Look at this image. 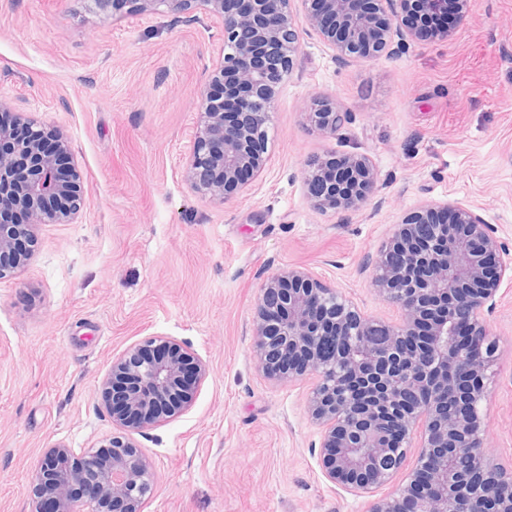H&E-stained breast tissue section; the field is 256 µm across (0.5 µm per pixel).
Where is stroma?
Returning a JSON list of instances; mask_svg holds the SVG:
<instances>
[{"instance_id": "1", "label": "stroma", "mask_w": 512, "mask_h": 512, "mask_svg": "<svg viewBox=\"0 0 512 512\" xmlns=\"http://www.w3.org/2000/svg\"><path fill=\"white\" fill-rule=\"evenodd\" d=\"M293 70L268 123V162L214 202L183 172L198 101L224 48L207 16L97 14L89 0H0V100L59 127L86 179L74 224H45L19 274L0 279V512H28L33 462L112 432L98 386L146 336L186 342L208 365L192 408L139 444L159 481L145 512H370L323 477L312 379L257 371L254 307L264 281L299 267L365 315L390 319L372 263L421 201H462L512 253V0H470L445 41L393 57L339 59L294 9ZM329 94L339 137L306 119ZM370 157L382 187L359 212L311 207L308 161ZM490 327L498 351L481 409L488 452L512 469V282Z\"/></svg>"}]
</instances>
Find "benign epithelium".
<instances>
[{
    "mask_svg": "<svg viewBox=\"0 0 512 512\" xmlns=\"http://www.w3.org/2000/svg\"><path fill=\"white\" fill-rule=\"evenodd\" d=\"M100 15L191 13L196 6L224 28V54L198 102L199 121L184 177L210 200H228L267 165V122L293 68L299 33L292 0H89ZM302 0L309 27L340 59L390 56L421 39L412 15L423 0ZM347 112L333 98L312 101L308 117L336 135ZM20 139L0 123V279L28 264L44 224H73L86 192L68 137L19 117ZM305 184L319 211L353 213L379 191L362 153L306 164ZM374 283L396 317L377 321L301 268L263 284L255 306L256 366L274 381L317 378L307 412L322 428L320 466L333 485L370 494L398 481L371 512H512V470L486 452L480 410L497 344L488 318L512 262L493 225L459 202L426 201L406 214L382 245ZM384 329L383 342L361 336ZM453 358L461 378L436 374ZM208 373L183 341L149 336L112 360L99 386L112 434L75 452L48 449L31 469V512H144L157 486L136 436L188 410ZM417 463L403 469L408 449Z\"/></svg>",
    "mask_w": 512,
    "mask_h": 512,
    "instance_id": "1",
    "label": "benign epithelium"
}]
</instances>
